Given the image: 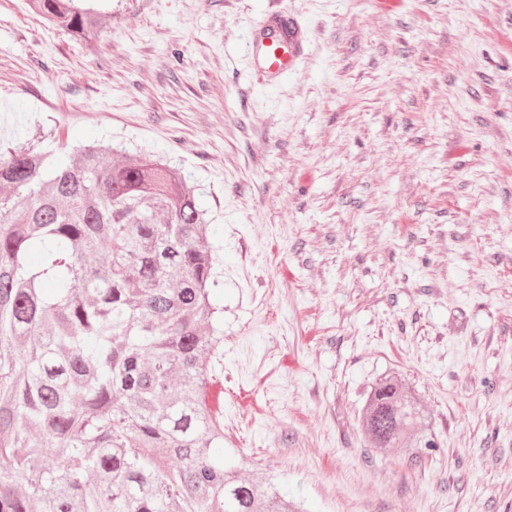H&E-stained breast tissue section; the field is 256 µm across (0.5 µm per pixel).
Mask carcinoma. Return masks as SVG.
Segmentation results:
<instances>
[{
  "instance_id": "obj_1",
  "label": "carcinoma",
  "mask_w": 512,
  "mask_h": 512,
  "mask_svg": "<svg viewBox=\"0 0 512 512\" xmlns=\"http://www.w3.org/2000/svg\"><path fill=\"white\" fill-rule=\"evenodd\" d=\"M85 44L75 0H29ZM37 131L0 142V512H303L224 463L222 309L209 220L179 169ZM398 377L360 415L372 448H420Z\"/></svg>"
}]
</instances>
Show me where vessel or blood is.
Masks as SVG:
<instances>
[{"mask_svg": "<svg viewBox=\"0 0 512 512\" xmlns=\"http://www.w3.org/2000/svg\"><path fill=\"white\" fill-rule=\"evenodd\" d=\"M306 39L305 27L293 14L269 15L249 43L258 79H273L296 69Z\"/></svg>", "mask_w": 512, "mask_h": 512, "instance_id": "obj_1", "label": "vessel or blood"}]
</instances>
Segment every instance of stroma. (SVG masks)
I'll use <instances>...</instances> for the list:
<instances>
[{"label": "stroma", "mask_w": 512, "mask_h": 512, "mask_svg": "<svg viewBox=\"0 0 512 512\" xmlns=\"http://www.w3.org/2000/svg\"><path fill=\"white\" fill-rule=\"evenodd\" d=\"M87 46L0 0V138L189 175L220 257L227 464L306 512H512V0H95ZM310 40L259 84L251 29ZM429 416L366 447L371 386Z\"/></svg>", "instance_id": "stroma-1"}]
</instances>
